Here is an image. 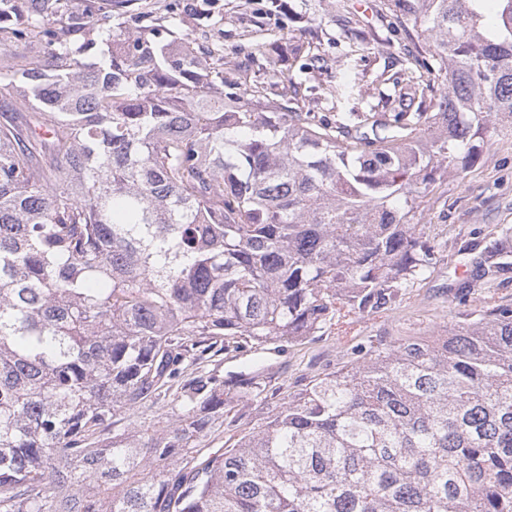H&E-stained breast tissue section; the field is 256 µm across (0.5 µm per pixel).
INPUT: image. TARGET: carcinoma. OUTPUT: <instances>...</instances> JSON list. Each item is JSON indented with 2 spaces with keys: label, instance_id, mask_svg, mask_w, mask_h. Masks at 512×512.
I'll return each mask as SVG.
<instances>
[{
  "label": "carcinoma",
  "instance_id": "obj_1",
  "mask_svg": "<svg viewBox=\"0 0 512 512\" xmlns=\"http://www.w3.org/2000/svg\"><path fill=\"white\" fill-rule=\"evenodd\" d=\"M390 7L427 33L422 100L332 124L160 18L0 0V101L30 105L0 114V512H512V307L490 291L201 448L262 389L192 367L402 302L442 247L422 199L512 132V0ZM475 266L512 271V227Z\"/></svg>",
  "mask_w": 512,
  "mask_h": 512
}]
</instances>
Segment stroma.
Returning <instances> with one entry per match:
<instances>
[{"mask_svg": "<svg viewBox=\"0 0 512 512\" xmlns=\"http://www.w3.org/2000/svg\"><path fill=\"white\" fill-rule=\"evenodd\" d=\"M269 0H96L100 10L121 15L133 23L146 10L175 7L181 32L197 41L217 43L224 57L239 63L257 44L280 59L276 74L260 72V81H302L298 63L319 58L314 73L318 82L339 76L349 47L360 46L352 70L363 99L330 108L311 99L318 119L333 123L343 112L366 108L389 114L398 111L400 87L409 56L421 53L427 38L420 29L400 23L380 0H370V11L359 10L360 0H350L351 17L337 15L333 0H286L284 10L271 13ZM418 223L429 225L443 244V256L427 279L412 288L409 297L385 314L361 319L354 332L324 328L297 343L276 341L263 350L248 346L220 356L219 373L244 370L253 356H260L265 371L260 382L266 393L286 396L299 390L313 376L332 372L354 361L356 346L367 340L393 342L408 336H435L446 327L469 318L480 308L486 280L477 273L474 260L486 235L512 227V137L500 138L464 175L437 188L416 214Z\"/></svg>", "mask_w": 512, "mask_h": 512, "instance_id": "obj_1", "label": "stroma"}]
</instances>
